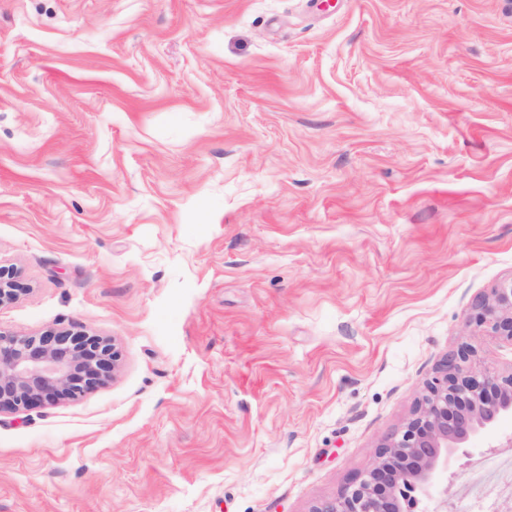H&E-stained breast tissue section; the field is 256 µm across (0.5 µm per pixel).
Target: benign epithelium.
I'll return each instance as SVG.
<instances>
[{"mask_svg":"<svg viewBox=\"0 0 512 512\" xmlns=\"http://www.w3.org/2000/svg\"><path fill=\"white\" fill-rule=\"evenodd\" d=\"M22 292L13 269L0 265V304ZM476 327L512 342V278L500 281L474 306ZM475 350L447 356L401 429L375 452L371 467L333 500L311 512H414L420 499L443 486L455 457L476 442L512 448L499 422L512 417V371L474 367ZM119 353L83 330L50 329L22 335L0 331V414L77 400L108 380Z\"/></svg>","mask_w":512,"mask_h":512,"instance_id":"obj_1","label":"benign epithelium"}]
</instances>
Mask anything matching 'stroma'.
Returning a JSON list of instances; mask_svg holds the SVG:
<instances>
[{"label":"stroma","mask_w":512,"mask_h":512,"mask_svg":"<svg viewBox=\"0 0 512 512\" xmlns=\"http://www.w3.org/2000/svg\"><path fill=\"white\" fill-rule=\"evenodd\" d=\"M0 265V330L120 353L0 416V512H312L446 355L512 371V0H0ZM474 311L473 320L477 328L512 343V277L491 288L477 301Z\"/></svg>","instance_id":"35a3bbf8"}]
</instances>
